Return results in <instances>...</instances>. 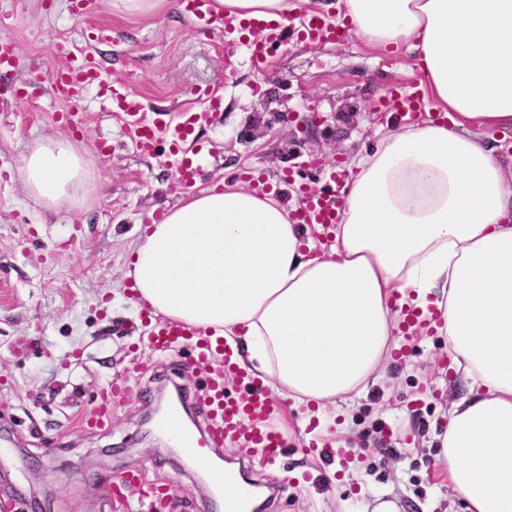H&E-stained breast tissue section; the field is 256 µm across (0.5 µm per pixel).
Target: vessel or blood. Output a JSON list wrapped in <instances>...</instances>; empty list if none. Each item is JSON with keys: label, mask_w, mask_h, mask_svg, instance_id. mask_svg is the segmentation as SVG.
I'll return each mask as SVG.
<instances>
[{"label": "vessel or blood", "mask_w": 512, "mask_h": 512, "mask_svg": "<svg viewBox=\"0 0 512 512\" xmlns=\"http://www.w3.org/2000/svg\"><path fill=\"white\" fill-rule=\"evenodd\" d=\"M182 4L189 18L204 23L217 33L257 32V39L249 42L248 48L254 66L259 70L270 64L274 49L286 42L293 29H300L302 36L312 41L333 40L347 34L346 28L315 13L305 14L301 25L296 27L282 20L255 18L240 21L220 16L212 12L210 0H182ZM48 82L55 96L69 106L68 112L59 116L60 121L69 125L74 122L73 107L80 104L90 87H98L109 97L115 111L121 112L125 123L133 127L136 146L144 152L153 150L163 137L169 139L172 147H179L205 118L201 112H185L177 120L161 115L152 122H145L140 99L129 91L113 88L103 79L94 59L88 54L79 59L67 58L63 65L49 74ZM425 103V93L419 87L409 93L391 90L388 101L393 111L407 114L422 109ZM202 164L200 151L182 153L175 190L184 193L193 188ZM341 216L342 212L336 206L335 189L322 190L311 186L300 194L295 214L298 223L331 225L339 223ZM146 342L155 352L162 354L171 353L182 344H191L193 364L207 376L201 398L207 420L201 435L182 431L177 411L168 412L160 420L161 429L173 439L182 454L204 458L226 444L236 443L244 450L262 449L267 460L278 457L286 446L284 437L274 425L281 406L263 384L253 378L248 379L244 393L232 396L225 392L224 375L234 372L236 364L234 351L225 344L223 337L204 334L181 322L157 320L148 323ZM128 396L127 387L116 382L110 384L100 402L86 415V426H104L112 415L113 404L125 401ZM224 485V512H255L257 500L250 484L240 481L230 471L224 478Z\"/></svg>", "instance_id": "1"}]
</instances>
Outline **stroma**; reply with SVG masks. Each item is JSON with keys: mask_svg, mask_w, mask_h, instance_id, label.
<instances>
[{"mask_svg": "<svg viewBox=\"0 0 512 512\" xmlns=\"http://www.w3.org/2000/svg\"><path fill=\"white\" fill-rule=\"evenodd\" d=\"M105 28L106 36L94 32ZM13 40L14 79L25 92L0 111V512H132L143 488L167 489L164 512H216L208 480L167 445L145 437L161 397L181 387L194 430L204 426L205 376L191 346L152 352L139 336L142 309L125 276L129 251L153 215L175 204L177 161L168 142L139 151L125 122L97 90L86 94L75 135L55 115L65 105L31 80L67 52L92 54L114 87L140 96L145 116L205 108L196 90L221 101L201 122L199 187L240 174L275 184L285 199L300 182L325 185L378 145L394 118L380 111L390 88L415 84L413 61L355 35L307 44L300 36L256 72L246 44L202 31L180 0L144 13L89 0H0V34ZM47 137L78 138L103 173L82 211L45 210L16 175L23 156ZM114 380L131 397L110 424L87 430L82 415ZM471 393L442 336L418 334L365 390L326 402L321 417L283 400L288 446L275 462L260 450L227 446L216 463L244 461L255 483L277 488L269 512H463L438 463L452 404ZM353 454L332 472L331 447ZM140 483L109 501L117 475Z\"/></svg>", "mask_w": 512, "mask_h": 512, "instance_id": "35a3bbf8", "label": "stroma"}]
</instances>
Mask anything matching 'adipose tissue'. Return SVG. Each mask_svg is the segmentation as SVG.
<instances>
[{
  "label": "adipose tissue",
  "mask_w": 512,
  "mask_h": 512,
  "mask_svg": "<svg viewBox=\"0 0 512 512\" xmlns=\"http://www.w3.org/2000/svg\"><path fill=\"white\" fill-rule=\"evenodd\" d=\"M351 32L410 55L444 121L389 132L342 188L329 249L294 202L239 184L190 192L146 226L126 276L152 314L238 341L277 394L363 390L395 343L396 302L437 319L482 387L456 403L440 460L466 512H512V182L485 130L512 127V0H340ZM238 19L293 0H214ZM18 177L45 209L89 205L102 173L82 143L47 137Z\"/></svg>",
  "instance_id": "ef3b65f1"
}]
</instances>
